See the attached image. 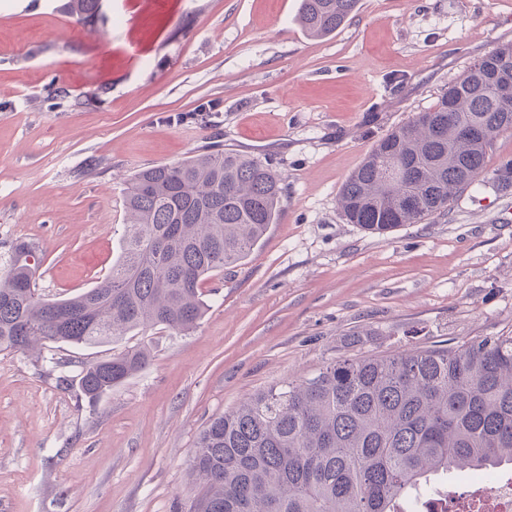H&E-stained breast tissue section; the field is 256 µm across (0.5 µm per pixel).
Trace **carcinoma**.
<instances>
[{"instance_id":"1","label":"carcinoma","mask_w":512,"mask_h":512,"mask_svg":"<svg viewBox=\"0 0 512 512\" xmlns=\"http://www.w3.org/2000/svg\"><path fill=\"white\" fill-rule=\"evenodd\" d=\"M357 2L299 0L298 20L308 35L327 37ZM62 8L78 24L102 18V0ZM504 80L512 83V44L379 139L341 187L346 220L383 234L447 214L483 174L497 136L512 130V101L496 92ZM106 90L50 88L73 108ZM492 176L511 191L512 159ZM285 181L273 164L216 145L137 170L123 192L125 234L112 272L69 298L42 297L37 248L15 242L0 273V351L112 344L149 326L191 332L206 311L202 282L245 259L277 223ZM150 357L146 343L126 346L58 381L94 406ZM511 464L512 335L332 361L211 420L192 456L207 512H404L463 466L487 477Z\"/></svg>"}]
</instances>
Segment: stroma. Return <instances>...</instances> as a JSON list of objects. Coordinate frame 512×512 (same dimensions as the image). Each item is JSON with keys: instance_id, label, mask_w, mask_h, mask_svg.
I'll list each match as a JSON object with an SVG mask.
<instances>
[{"instance_id": "1", "label": "stroma", "mask_w": 512, "mask_h": 512, "mask_svg": "<svg viewBox=\"0 0 512 512\" xmlns=\"http://www.w3.org/2000/svg\"><path fill=\"white\" fill-rule=\"evenodd\" d=\"M63 2L0 0V263L28 241L44 297L94 287L121 251L129 176L213 140L286 185L263 243L204 282L199 326L128 334L151 361L96 406L57 364L108 345L0 351V512H190L200 432L250 395L339 358L512 335V192L490 177L511 130L447 215L378 236L338 204L381 136L512 43V0H359L325 38L298 0H104L93 30ZM55 81L108 91L73 109Z\"/></svg>"}]
</instances>
